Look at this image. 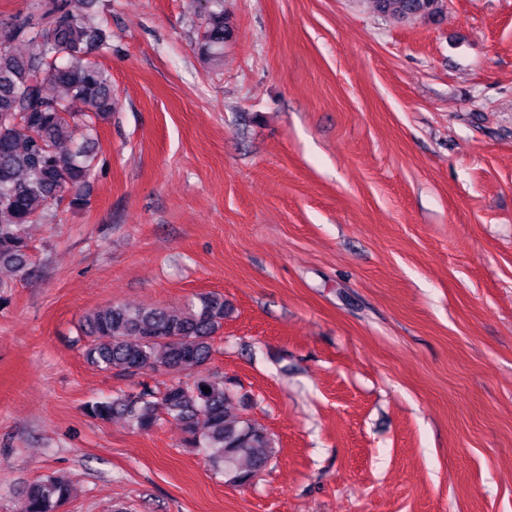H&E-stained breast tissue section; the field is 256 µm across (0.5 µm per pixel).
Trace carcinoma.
<instances>
[{"label":"carcinoma","instance_id":"cac0c4a2","mask_svg":"<svg viewBox=\"0 0 512 512\" xmlns=\"http://www.w3.org/2000/svg\"><path fill=\"white\" fill-rule=\"evenodd\" d=\"M372 2L378 13L401 21L446 9L445 0ZM85 3L46 0L0 29V266L23 274L30 260L26 226L52 217L69 189L91 176L97 121L114 105L111 75L88 58L94 47L110 48L112 31L86 23ZM205 21L202 53L216 59L229 33L222 0H205ZM73 101L87 111H71ZM226 310L223 296L200 293L182 308L113 304L85 315L80 331L88 364L130 376L146 369L170 376L161 388L145 385L134 396L121 392L89 401L85 411L103 421L121 416L144 433L171 419L187 447L201 449L226 482L245 486L278 450L269 433L231 411L234 397L224 377L205 372ZM193 370L196 378H181ZM71 495L62 479L35 480L22 491V512H59Z\"/></svg>","mask_w":512,"mask_h":512}]
</instances>
